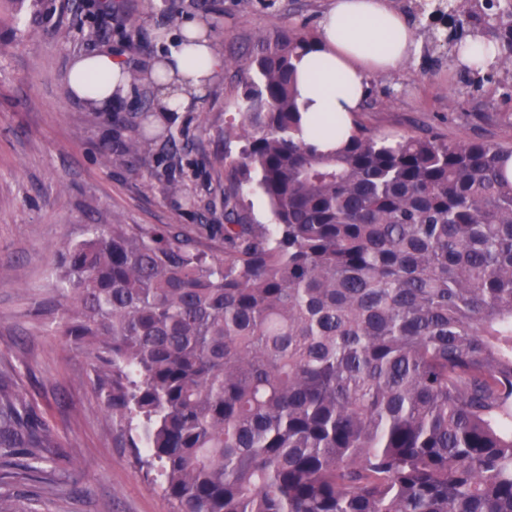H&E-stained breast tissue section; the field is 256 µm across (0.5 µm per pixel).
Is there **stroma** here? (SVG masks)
I'll use <instances>...</instances> for the list:
<instances>
[{"label": "stroma", "instance_id": "stroma-1", "mask_svg": "<svg viewBox=\"0 0 512 512\" xmlns=\"http://www.w3.org/2000/svg\"><path fill=\"white\" fill-rule=\"evenodd\" d=\"M329 0H276L273 9L214 0L215 46L229 59L181 123L179 144L188 189L203 207H177L161 181L128 163L104 168L99 155L113 117L143 109L138 94L109 110L71 99L74 54L87 47L80 25H115L127 10L139 18L138 38L114 33L108 43L123 60L153 63L170 44L154 37L157 0H111L112 16L88 18L72 0H51L37 19L31 6L0 0V370L43 417L62 455L42 463L60 479L56 496H38L37 476L0 479L11 512H175L172 500L146 478L130 452L128 427L109 417L94 355L57 336L48 311L59 303L57 264L65 245L106 224H220L224 221V121L241 92L239 60L263 33L286 25L313 34ZM40 21L41 34L22 32ZM418 52L404 66L374 75L358 115L380 136L425 130L451 143H512V94L497 80L471 85L448 47L411 19Z\"/></svg>", "mask_w": 512, "mask_h": 512}]
</instances>
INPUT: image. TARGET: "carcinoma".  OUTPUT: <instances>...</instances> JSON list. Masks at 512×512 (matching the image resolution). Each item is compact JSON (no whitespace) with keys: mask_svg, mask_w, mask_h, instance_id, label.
<instances>
[{"mask_svg":"<svg viewBox=\"0 0 512 512\" xmlns=\"http://www.w3.org/2000/svg\"><path fill=\"white\" fill-rule=\"evenodd\" d=\"M209 11L163 0L161 16ZM442 26L453 58L512 0ZM309 41L255 44L224 139V223L110 224L66 247L55 332L95 356L111 415L177 512H512V145L305 135L293 75ZM179 116L133 112L100 163L179 159ZM253 185L275 223L253 224ZM168 193L197 206L184 183ZM0 374V474L52 459Z\"/></svg>","mask_w":512,"mask_h":512,"instance_id":"1","label":"carcinoma"}]
</instances>
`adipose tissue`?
Instances as JSON below:
<instances>
[{
	"label": "adipose tissue",
	"instance_id": "ef3b65f1",
	"mask_svg": "<svg viewBox=\"0 0 512 512\" xmlns=\"http://www.w3.org/2000/svg\"><path fill=\"white\" fill-rule=\"evenodd\" d=\"M179 32L192 44L171 47L163 57L166 77L157 86V109L180 114L191 93L205 91L223 61L200 21H183ZM413 53V32L387 0H332L297 63L298 110L315 126L338 130L336 137L322 139L323 148L340 147L351 134L370 77L395 69ZM120 70L108 47L74 55L68 70L72 98L92 108L111 107L130 93Z\"/></svg>",
	"mask_w": 512,
	"mask_h": 512
}]
</instances>
